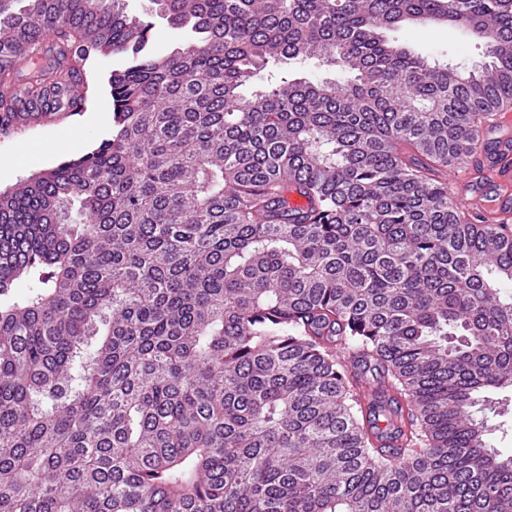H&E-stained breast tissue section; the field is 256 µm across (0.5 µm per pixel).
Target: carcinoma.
Returning <instances> with one entry per match:
<instances>
[{
  "label": "carcinoma",
  "mask_w": 512,
  "mask_h": 512,
  "mask_svg": "<svg viewBox=\"0 0 512 512\" xmlns=\"http://www.w3.org/2000/svg\"><path fill=\"white\" fill-rule=\"evenodd\" d=\"M0 0V130L116 131L0 191V512H512L472 408L512 387V226L448 170L512 103V0ZM446 23L459 71L390 38ZM321 57L342 77L281 79ZM304 200L293 206L288 194ZM150 20L153 29L148 48L158 56L169 55L193 39V34L189 30L175 28L166 19L154 16ZM42 287L38 274L23 275L14 282L7 295L0 296V302L3 304L5 300H20L29 294L40 291Z\"/></svg>",
  "instance_id": "obj_1"
}]
</instances>
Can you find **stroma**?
<instances>
[{
    "label": "stroma",
    "instance_id": "1",
    "mask_svg": "<svg viewBox=\"0 0 512 512\" xmlns=\"http://www.w3.org/2000/svg\"><path fill=\"white\" fill-rule=\"evenodd\" d=\"M396 39L441 63L469 70L484 63L485 48L458 27L414 25L397 31ZM124 56L106 54L91 65L97 90L82 112L50 123L0 131V191L95 149L114 133L115 117L108 78L123 69ZM489 427L490 447L512 454V390L490 394L474 409Z\"/></svg>",
    "mask_w": 512,
    "mask_h": 512
}]
</instances>
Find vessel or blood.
<instances>
[{"label":"vessel or blood","instance_id":"1","mask_svg":"<svg viewBox=\"0 0 512 512\" xmlns=\"http://www.w3.org/2000/svg\"><path fill=\"white\" fill-rule=\"evenodd\" d=\"M454 202L465 216L485 213L494 224L512 217V118L484 133L477 153L458 175Z\"/></svg>","mask_w":512,"mask_h":512}]
</instances>
